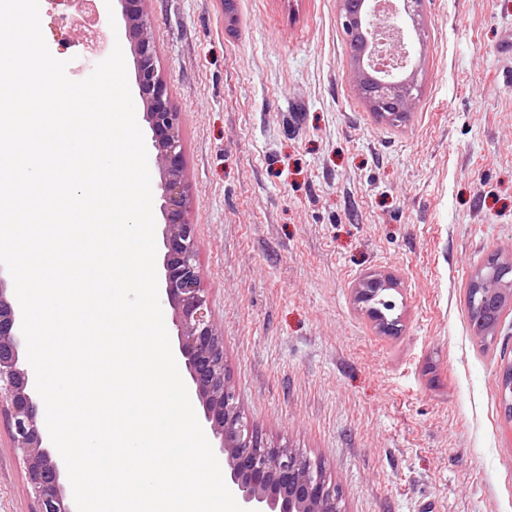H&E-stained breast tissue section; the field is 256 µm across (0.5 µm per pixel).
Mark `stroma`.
Here are the masks:
<instances>
[{"label":"stroma","instance_id":"obj_1","mask_svg":"<svg viewBox=\"0 0 512 512\" xmlns=\"http://www.w3.org/2000/svg\"><path fill=\"white\" fill-rule=\"evenodd\" d=\"M180 114L203 288L240 407L323 466L344 512H512L500 407L512 312L480 341L464 299L512 250V0H429L419 106L379 122L350 81L338 0H145ZM40 0L51 54L78 30ZM393 273L402 331L352 287ZM0 512H34L0 416ZM399 284L397 278L390 274L373 273L358 280L353 286L355 302L362 305L378 332L391 333L399 326L396 320H389L385 313L374 305L378 295L385 291L396 290Z\"/></svg>","mask_w":512,"mask_h":512}]
</instances>
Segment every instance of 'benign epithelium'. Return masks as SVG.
Returning <instances> with one entry per match:
<instances>
[{
	"mask_svg": "<svg viewBox=\"0 0 512 512\" xmlns=\"http://www.w3.org/2000/svg\"><path fill=\"white\" fill-rule=\"evenodd\" d=\"M142 0H120L125 34L137 65L139 98L152 132L151 146L159 173L163 200L164 282L162 293L173 310L178 350L190 378V386L202 404L204 418L217 452L225 459V483L251 512H342L340 496L318 464L294 448L272 446L244 416L235 391L226 380L224 336L212 315L210 299L202 287L190 222V191L183 174L182 141L178 113L174 112L153 61L152 28L140 8ZM343 23L351 30L369 28L372 49L351 56L350 78L359 98L377 119L392 126L407 122L416 109L422 88L421 71L415 66L401 75L397 68L410 58L407 34L417 37L425 28L427 0H394L381 9L379 0H338ZM498 263L487 272L477 269L469 287L482 297L473 306L477 336L491 335L498 322L489 319L512 304V278L503 279L499 267L512 271V257L497 253ZM399 287L390 274L373 273L353 286L361 305L377 331L391 333L398 322L375 306L385 291ZM25 339L21 330L20 304L0 278V408L5 407L13 448L21 457L36 508L34 512H74L66 502L61 460L45 445L40 421L42 400L36 397L33 371L21 361ZM501 400L512 414V361L500 385Z\"/></svg>",
	"mask_w": 512,
	"mask_h": 512,
	"instance_id": "benign-epithelium-1",
	"label": "benign epithelium"
}]
</instances>
